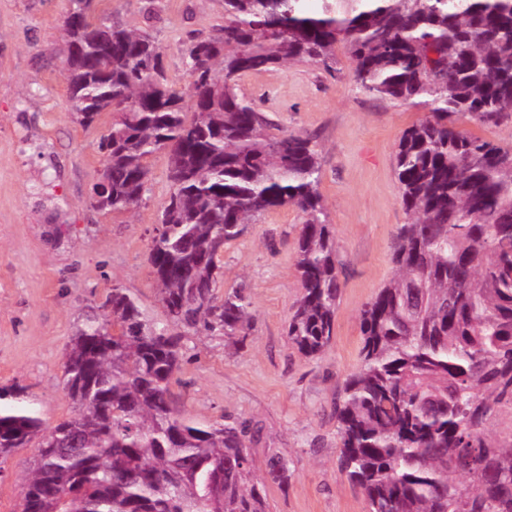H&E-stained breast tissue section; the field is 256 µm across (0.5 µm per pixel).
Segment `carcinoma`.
I'll use <instances>...</instances> for the list:
<instances>
[{
    "label": "carcinoma",
    "instance_id": "cac0c4a2",
    "mask_svg": "<svg viewBox=\"0 0 512 512\" xmlns=\"http://www.w3.org/2000/svg\"><path fill=\"white\" fill-rule=\"evenodd\" d=\"M224 0V25L189 49L190 103L168 83L146 30L68 0L62 76L83 125L104 112L106 161L93 206L141 200L147 159L166 151L172 192L151 240L164 320L114 287L78 326L64 372L73 414L50 429L24 391L1 388L0 464L37 443L21 512H267L288 483L272 455L254 476L249 428L204 425L172 390L185 336L252 325L242 290L220 296V257L256 218L303 216V293L288 341L320 354L340 297L336 242L310 135L285 131L240 97V77L288 63L336 71L348 54L360 92L420 106L394 169L409 223L395 273L361 311L357 369L336 401L339 467L368 512H512V149L464 131L512 118V0Z\"/></svg>",
    "mask_w": 512,
    "mask_h": 512
}]
</instances>
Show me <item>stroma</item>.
Here are the masks:
<instances>
[{"label": "stroma", "instance_id": "obj_1", "mask_svg": "<svg viewBox=\"0 0 512 512\" xmlns=\"http://www.w3.org/2000/svg\"><path fill=\"white\" fill-rule=\"evenodd\" d=\"M98 9L149 29L164 48L170 84L184 92L191 38L224 23V0H100ZM66 11L67 0H0V388L23 387L26 406L48 428L71 412L66 346L112 288L162 318L147 252L171 190L158 152L131 211L92 206L112 116L85 126L70 110L61 75ZM239 91L283 129L314 137L341 283L334 333L312 357L288 343L291 306L302 293V219L291 207L273 210L221 259L220 287H244L253 327L229 340L190 334L173 390L198 421L247 423L256 464L288 456L291 476L287 485H269L268 512H366L361 492L338 469L334 403L359 363L360 311L392 276L394 239L407 221L395 147L427 112L361 93L344 56L332 75L302 63L250 72ZM34 455L23 448L0 465V512H17Z\"/></svg>", "mask_w": 512, "mask_h": 512}]
</instances>
